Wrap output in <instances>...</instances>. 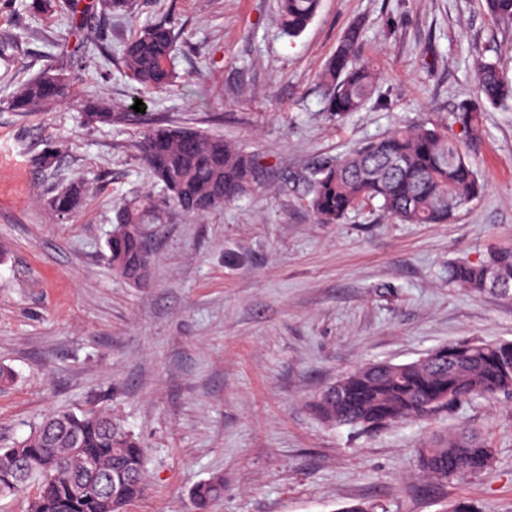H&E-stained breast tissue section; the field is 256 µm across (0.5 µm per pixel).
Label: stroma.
Returning <instances> with one entry per match:
<instances>
[{"label":"stroma","instance_id":"1","mask_svg":"<svg viewBox=\"0 0 512 512\" xmlns=\"http://www.w3.org/2000/svg\"><path fill=\"white\" fill-rule=\"evenodd\" d=\"M0 7V448L55 410L105 407L148 450V489L127 512H193L190 490L220 474L212 512H512V396L477 398L436 421L359 436L310 404L342 374L411 362L462 340L512 342V293L450 284L448 267L512 245V108H487L471 152L484 194L448 224H401L375 206L321 224L293 178L400 122L447 126L476 83L474 52L512 80V25L485 0H321L306 30L279 36V0H135L139 23L173 22L183 42L170 91L146 92L122 66L133 30L101 0L76 32L70 4ZM379 74L365 107L337 121L320 74L350 28ZM66 101L15 112L44 66ZM143 101L145 112L134 111ZM107 103L119 118L93 121ZM157 123L223 136L260 174L202 217L168 202L136 145ZM62 151L40 164L46 142ZM74 183L76 214L46 199ZM151 192L150 283L116 276L107 242L120 202ZM490 442L492 470L436 483L416 451L440 431Z\"/></svg>","mask_w":512,"mask_h":512}]
</instances>
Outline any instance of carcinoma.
<instances>
[{
  "label": "carcinoma",
  "instance_id": "obj_1",
  "mask_svg": "<svg viewBox=\"0 0 512 512\" xmlns=\"http://www.w3.org/2000/svg\"><path fill=\"white\" fill-rule=\"evenodd\" d=\"M278 26L295 38L315 17L320 0H279ZM495 21H512V0H486ZM105 7L135 18L133 0H105ZM178 36L167 22L138 27L126 41L122 63L147 91L169 90L175 75L169 62ZM474 98L460 104L454 123L461 132L425 124L400 125L386 135L323 159L307 177L302 194L306 207L323 224H336L363 203H378L389 218L404 224H446L479 197L485 183L468 161V151L484 136L487 107L512 104V84L497 63L475 56ZM321 79L327 88V110L343 119L370 98L378 75L365 57L359 31L350 29ZM65 78L47 67L11 96L15 112H33L65 97ZM142 160L172 202L185 213L204 216L237 200L254 182V156L220 137L184 126H156L138 144ZM79 184L48 200L59 213L79 208ZM156 212L150 195L117 209L116 227L108 242L113 271L124 279L151 266L142 224ZM452 282L474 293L495 288L512 291V247H491L485 259L459 261L448 269ZM440 350L434 363H368L346 373L341 388L329 386L312 401L324 422L372 434L399 422L433 420L441 411L474 398L512 395V343L462 341ZM420 469L437 482L486 473L493 449L479 438L438 434L417 451ZM112 475V483L100 477ZM146 451L120 421L104 409L48 414L27 438L0 448V497L27 495V512H126L146 492ZM224 495V475L196 484L194 512H211Z\"/></svg>",
  "mask_w": 512,
  "mask_h": 512
}]
</instances>
